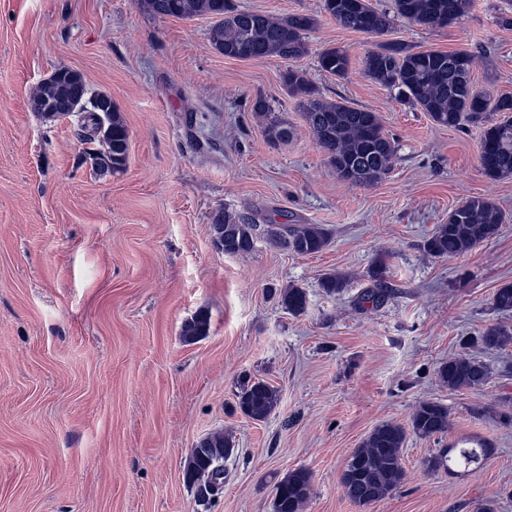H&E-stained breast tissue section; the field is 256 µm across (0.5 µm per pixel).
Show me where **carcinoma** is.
<instances>
[{
    "label": "carcinoma",
    "mask_w": 512,
    "mask_h": 512,
    "mask_svg": "<svg viewBox=\"0 0 512 512\" xmlns=\"http://www.w3.org/2000/svg\"><path fill=\"white\" fill-rule=\"evenodd\" d=\"M157 17L192 19L211 15L216 21L210 29L214 48L229 58L261 61L270 57L297 59L308 52L305 32L314 19L303 14L277 19L269 15L247 12L228 6L229 0H140ZM352 10L348 0H323L324 12L337 25L374 35H384L396 17L420 25H429L432 18L452 23L463 17L472 0H393L392 11H378L370 0H354ZM321 70L343 78L348 74L350 57L338 46L324 48L318 56ZM474 57L465 50L455 52L417 51L399 42H384L369 52L363 60V72L369 78L398 90L410 105L429 114L437 124L458 127L467 122L482 129L480 158L482 171L490 179L512 175V117L490 119L493 112H512V96L490 99L475 91L472 82ZM73 72L61 70L57 78L43 83L32 96V108L47 120L66 116L53 112L51 106L61 98L76 97L82 91ZM289 95L297 101L303 117L317 142L327 153L336 175L352 186L381 180L389 172L398 147L387 137L379 116L369 110L352 107L322 96L300 71L289 70L283 75ZM253 111L267 120V135L275 141L291 136L288 125L274 115L267 100L255 101ZM112 127V147L92 136L90 142L98 148L89 153L94 169L112 175L124 171L128 155V128L117 109L108 115ZM503 215L497 205L485 198H469L448 214V223L439 224L425 241V248L436 257L463 255L481 242L498 234ZM216 223L224 226L222 251L231 255L252 252L255 238L262 236L270 244L298 255L320 252L328 244V235L316 224H257L248 218L226 211H217ZM373 288L366 300L375 305L388 295L384 267L372 268ZM282 304L294 315L306 308V292L289 287L280 293ZM493 306L502 312L512 311V284L497 289ZM209 315L199 312L184 323L181 336L187 342L207 335ZM512 341V328L493 325L483 331L478 342L487 349H500ZM492 370L484 362L459 355L451 357L438 369L440 383L450 390L480 387L491 378ZM278 404L277 390L263 381L244 380L238 393V408L249 418L262 421ZM448 407L435 401H422L411 416V429L420 438H432L448 432ZM211 448H222L232 455V438L221 432L206 437ZM406 429L394 423L374 427L359 448L350 455L341 477L348 498L360 506H368L395 489L404 477L401 448ZM490 453L482 444L476 448L448 447L425 461L426 470L452 471L463 474L480 466ZM199 486L224 482V478L206 466L185 475ZM310 489V474L304 469L288 472L275 484V512H302Z\"/></svg>",
    "instance_id": "cac0c4a2"
}]
</instances>
